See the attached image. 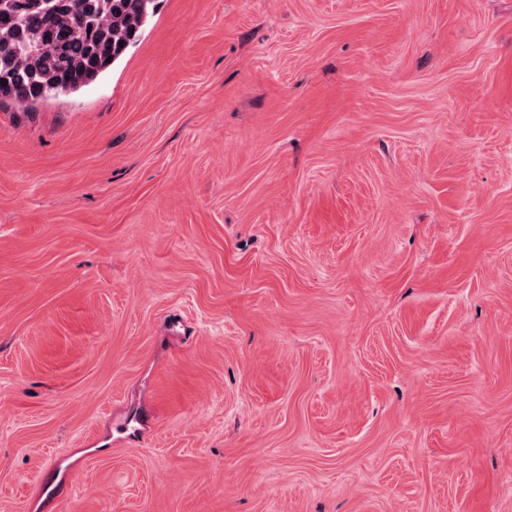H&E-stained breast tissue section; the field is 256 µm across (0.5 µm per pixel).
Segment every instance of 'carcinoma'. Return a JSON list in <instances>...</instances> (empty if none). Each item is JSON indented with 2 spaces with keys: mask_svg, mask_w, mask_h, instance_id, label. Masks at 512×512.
Listing matches in <instances>:
<instances>
[{
  "mask_svg": "<svg viewBox=\"0 0 512 512\" xmlns=\"http://www.w3.org/2000/svg\"><path fill=\"white\" fill-rule=\"evenodd\" d=\"M158 0H0V100L31 107L95 81Z\"/></svg>",
  "mask_w": 512,
  "mask_h": 512,
  "instance_id": "1",
  "label": "carcinoma"
}]
</instances>
